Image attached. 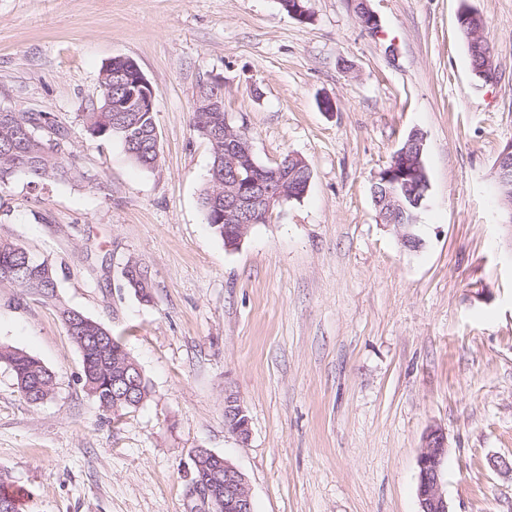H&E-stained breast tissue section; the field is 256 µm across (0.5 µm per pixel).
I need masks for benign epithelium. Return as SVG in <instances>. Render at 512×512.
<instances>
[{
	"mask_svg": "<svg viewBox=\"0 0 512 512\" xmlns=\"http://www.w3.org/2000/svg\"><path fill=\"white\" fill-rule=\"evenodd\" d=\"M127 68L117 74L120 94H105V105L94 111L112 112V122H120L128 139L142 138L141 113L154 111V88L139 66L131 59L124 60ZM213 90L207 103L208 124L213 126L223 118L224 80L213 77L204 83ZM424 139L419 132L413 134L404 148L396 155L392 166L379 172L375 180L387 182L395 175L420 181L424 171L420 165L408 167L406 160L421 153ZM224 166L234 170V179L227 181L225 172L217 165L211 171L207 197L211 210L217 212L219 222L227 225L237 243H242L248 229L254 224L269 222L276 206L296 195H304L309 179L294 177L298 170L308 171L306 161L289 155L273 165L258 166L254 160L253 145L243 130L224 123ZM380 221L389 220L390 214L406 209L404 201L394 193H387L377 201ZM224 419L234 425L232 434L241 442L248 441L250 418L240 398L231 391L224 392ZM448 454L446 436L434 428L424 437L419 454L417 497L420 512H449L448 502L442 489V467ZM194 469L189 471L187 487L190 492L189 512H251L252 494L249 481L228 459L199 448L192 455Z\"/></svg>",
	"mask_w": 512,
	"mask_h": 512,
	"instance_id": "1",
	"label": "benign epithelium"
}]
</instances>
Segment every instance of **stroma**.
Here are the masks:
<instances>
[{
    "label": "stroma",
    "instance_id": "1",
    "mask_svg": "<svg viewBox=\"0 0 512 512\" xmlns=\"http://www.w3.org/2000/svg\"><path fill=\"white\" fill-rule=\"evenodd\" d=\"M0 0V106L67 128L80 175L0 190V240L48 259L58 301L0 282V344L35 356L53 393L29 404L0 366V472L23 512H188L192 454L248 478L254 512H419L425 433L447 436L450 512H512V226L493 179L512 142V0ZM485 20L497 79H473L462 6ZM116 56L155 90L159 160L145 170L83 116ZM224 79L230 126L259 162L309 165L303 198L225 248L200 194L210 149L199 84ZM331 109H324L323 101ZM429 178L417 250L371 197L411 132ZM152 282L144 302L122 269ZM121 337L151 388L120 419L82 386L59 314ZM251 421L224 425V392ZM130 260L125 263L124 280L127 288H131L135 295L139 296L143 301L148 302L151 298V280L149 279L147 271L136 261L132 265L129 264ZM147 289V292L145 291ZM224 419L232 421L231 433L241 442H247L250 434V418L240 398L231 391L224 392Z\"/></svg>",
    "mask_w": 512,
    "mask_h": 512
}]
</instances>
